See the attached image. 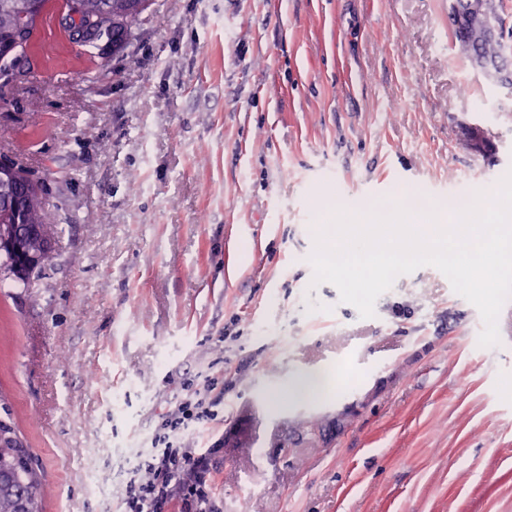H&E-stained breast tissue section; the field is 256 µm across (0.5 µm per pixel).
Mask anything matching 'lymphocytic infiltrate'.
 <instances>
[{"mask_svg": "<svg viewBox=\"0 0 512 512\" xmlns=\"http://www.w3.org/2000/svg\"><path fill=\"white\" fill-rule=\"evenodd\" d=\"M201 425L217 434L204 450L196 439ZM223 427L224 381L214 363L198 364L141 449L121 496V512H217L212 473L216 455L224 450Z\"/></svg>", "mask_w": 512, "mask_h": 512, "instance_id": "obj_1", "label": "lymphocytic infiltrate"}]
</instances>
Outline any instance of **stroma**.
Segmentation results:
<instances>
[{
	"label": "stroma",
	"mask_w": 512,
	"mask_h": 512,
	"mask_svg": "<svg viewBox=\"0 0 512 512\" xmlns=\"http://www.w3.org/2000/svg\"><path fill=\"white\" fill-rule=\"evenodd\" d=\"M61 5L0 77V158L65 228L33 287L0 288V412L44 512H115L212 360L219 512H512V298L482 347L435 267L364 318L309 261L326 199L470 202L512 172V96L455 54L446 0H153L119 50L68 42ZM336 369L332 395L273 396Z\"/></svg>",
	"instance_id": "stroma-1"
}]
</instances>
